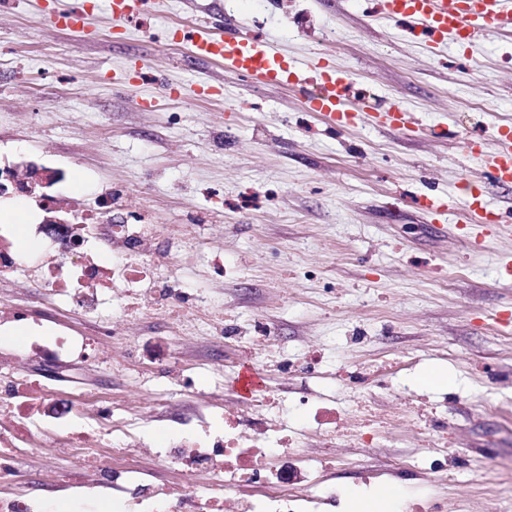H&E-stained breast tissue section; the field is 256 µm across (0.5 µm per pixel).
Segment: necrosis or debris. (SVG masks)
<instances>
[{"label":"necrosis or debris","instance_id":"1","mask_svg":"<svg viewBox=\"0 0 512 512\" xmlns=\"http://www.w3.org/2000/svg\"><path fill=\"white\" fill-rule=\"evenodd\" d=\"M96 231V225L80 223L74 217L60 225L51 237L55 253L38 275L39 283L48 285L49 295L75 304L87 316L98 315L104 303L99 291L103 284L113 287L111 303L116 311H123L116 285L130 287L141 281L139 268L129 263L133 256L170 269L176 265L173 254L152 246L158 237L157 225H109L112 264L108 267L95 261L86 249ZM23 358L20 352L0 351V409L12 414L8 424L0 423V512H52L49 499L37 494L16 496L12 489L29 477L25 469L28 452L57 446L62 425L71 427L63 438L68 444H85L89 434L81 421L88 413L124 455L110 463L94 460L76 484L75 512H87L89 505L99 504L107 492L129 498L135 512H216V505L228 494L233 497L232 512H327V505L335 501L333 493L316 494L309 489V476L316 464L297 449L304 428L291 427L286 438L270 436L259 412L238 413L225 419L222 427L202 433L180 430L162 436L158 458L180 468L183 486L175 494L158 497L152 486L139 479L137 421L123 417L121 408L111 403H90L83 398L60 403L35 397L32 386L17 372ZM217 451L226 457L223 473L197 487V470L208 467ZM256 482L262 485L260 493L241 494L242 484Z\"/></svg>","mask_w":512,"mask_h":512}]
</instances>
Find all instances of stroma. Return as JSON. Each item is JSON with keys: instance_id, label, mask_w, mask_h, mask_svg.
<instances>
[{"instance_id": "obj_1", "label": "stroma", "mask_w": 512, "mask_h": 512, "mask_svg": "<svg viewBox=\"0 0 512 512\" xmlns=\"http://www.w3.org/2000/svg\"><path fill=\"white\" fill-rule=\"evenodd\" d=\"M78 2L0 0V157L50 169L65 209L97 211L107 190L125 214H148L177 254L155 279L204 292L213 320L147 305L136 287L124 312L94 321L21 275L0 283L1 314L47 338L114 328L98 355L34 356L23 376L139 417L144 479L173 491L180 472L152 458L159 433L195 425L200 404L244 410L232 384L254 363L273 424L334 409L324 480L339 495L398 484L399 512H512V187L488 181L479 157L512 126V34L434 45L386 18L383 0H146L121 23L93 0L85 36L49 24ZM228 23L272 43L299 79L322 56L348 71L350 123L332 130L293 89L188 52L182 32ZM395 106L414 126L379 125ZM467 186L486 223H468ZM169 353L194 392L156 376ZM431 369L447 384L418 383ZM171 397L170 420L146 416Z\"/></svg>"}]
</instances>
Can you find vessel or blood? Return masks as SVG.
Returning <instances> with one entry per match:
<instances>
[{"label": "vessel or blood", "mask_w": 512, "mask_h": 512, "mask_svg": "<svg viewBox=\"0 0 512 512\" xmlns=\"http://www.w3.org/2000/svg\"><path fill=\"white\" fill-rule=\"evenodd\" d=\"M384 13L415 25L433 42L452 35L472 43L491 31H512V0H385ZM186 43L194 54L220 61L236 75L295 87L304 109L326 116L332 124L344 125L351 119L344 100L352 78L329 58L319 60L302 86L270 43L251 38L237 26L225 25L218 36L201 26ZM496 136L502 148L490 157L488 167L496 183L511 186L512 127H499Z\"/></svg>", "instance_id": "obj_1"}]
</instances>
